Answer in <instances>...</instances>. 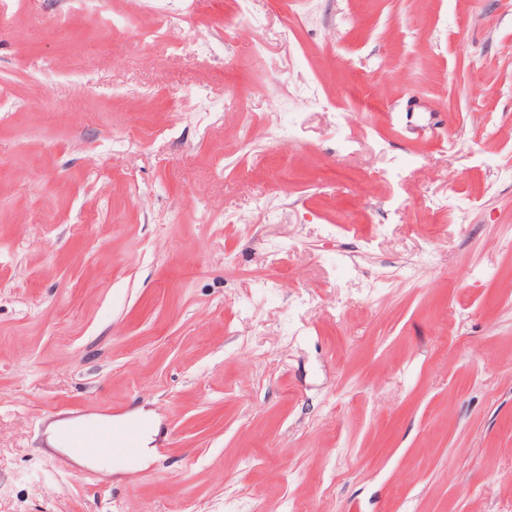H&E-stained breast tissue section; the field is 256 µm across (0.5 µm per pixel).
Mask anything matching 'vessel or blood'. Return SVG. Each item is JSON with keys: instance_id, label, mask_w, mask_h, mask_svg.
Here are the masks:
<instances>
[{"instance_id": "b4317fda", "label": "vessel or blood", "mask_w": 512, "mask_h": 512, "mask_svg": "<svg viewBox=\"0 0 512 512\" xmlns=\"http://www.w3.org/2000/svg\"><path fill=\"white\" fill-rule=\"evenodd\" d=\"M143 430V422L134 418L119 426L93 420L69 430L66 442L69 448L91 459L132 460L139 454V440Z\"/></svg>"}]
</instances>
